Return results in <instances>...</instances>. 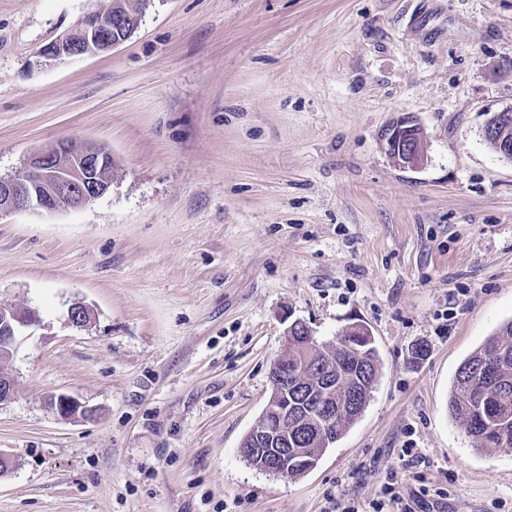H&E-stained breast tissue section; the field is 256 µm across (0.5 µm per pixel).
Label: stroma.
Returning <instances> with one entry per match:
<instances>
[{
  "label": "stroma",
  "mask_w": 512,
  "mask_h": 512,
  "mask_svg": "<svg viewBox=\"0 0 512 512\" xmlns=\"http://www.w3.org/2000/svg\"><path fill=\"white\" fill-rule=\"evenodd\" d=\"M110 3L0 0V176L62 139L113 159L82 208L0 217V307L40 318L0 363V512H373L391 471L404 502L512 512V448L475 451L448 413L512 320V160L483 137L512 106V0H153L112 51L42 56ZM404 115L416 170L380 140ZM296 320L331 345L366 325L382 365L292 479L240 443ZM59 393L96 418L61 420Z\"/></svg>",
  "instance_id": "35a3bbf8"
}]
</instances>
